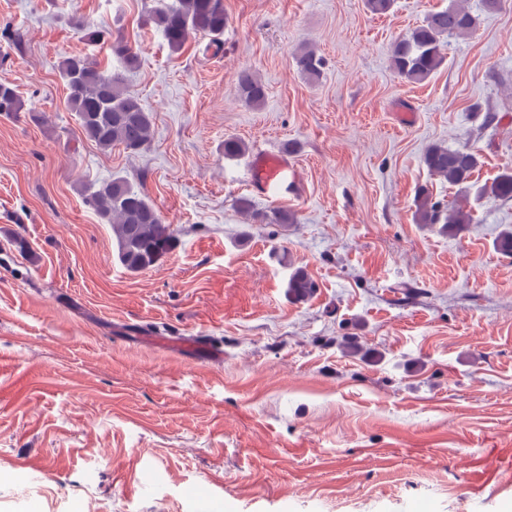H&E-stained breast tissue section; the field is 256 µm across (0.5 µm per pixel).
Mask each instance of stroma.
<instances>
[{"instance_id":"obj_1","label":"stroma","mask_w":512,"mask_h":512,"mask_svg":"<svg viewBox=\"0 0 512 512\" xmlns=\"http://www.w3.org/2000/svg\"><path fill=\"white\" fill-rule=\"evenodd\" d=\"M156 4L0 0V75L27 108L0 117V512H193L198 485L224 512H512V256L494 247L512 199L462 198L423 163L442 143L480 154L477 184L512 167V7L480 11L414 84L390 46L448 0H224L222 46L178 53L146 22ZM79 23L138 49L126 79L154 116L149 150L80 135L60 63L122 64ZM244 68L261 108L237 98ZM228 136L296 167L297 223H248L238 198L273 202ZM115 174L176 238L139 273L82 193ZM423 187L474 224H417ZM297 269L318 284L303 302ZM155 325L217 338L223 364L143 340ZM298 72L305 78L313 80L320 76L323 58L311 46H304L294 55ZM236 88L238 96L248 108L257 109L265 104L266 87L251 69L245 68L238 73ZM287 288L295 301H304L314 294L318 285L307 272L295 270L288 279Z\"/></svg>"}]
</instances>
